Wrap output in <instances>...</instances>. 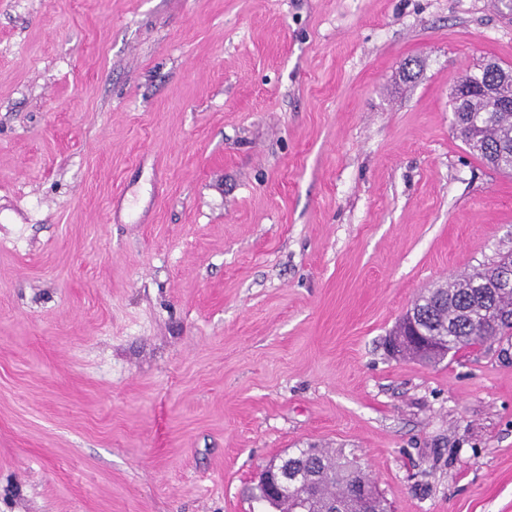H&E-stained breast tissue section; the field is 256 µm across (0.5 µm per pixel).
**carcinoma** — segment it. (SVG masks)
Listing matches in <instances>:
<instances>
[{
	"label": "carcinoma",
	"mask_w": 512,
	"mask_h": 512,
	"mask_svg": "<svg viewBox=\"0 0 512 512\" xmlns=\"http://www.w3.org/2000/svg\"><path fill=\"white\" fill-rule=\"evenodd\" d=\"M495 98L509 107L491 112V103L478 91L463 94L461 102L449 101L457 114V133L470 153L498 172L512 171V79H499ZM512 272V253L472 272L428 290L417 298L411 310L421 318L424 334L440 343L434 357L438 362L445 354L475 346H490L505 336H512V285L504 283ZM289 475L321 476V495L308 503L314 510L327 501L336 512H363L361 487L377 493L374 482L363 477L359 457L340 450L332 453L323 448H299L288 455ZM305 486L290 480L285 493L276 501L279 512H299Z\"/></svg>",
	"instance_id": "carcinoma-1"
}]
</instances>
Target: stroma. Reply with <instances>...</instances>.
<instances>
[{
    "instance_id": "1",
    "label": "stroma",
    "mask_w": 512,
    "mask_h": 512,
    "mask_svg": "<svg viewBox=\"0 0 512 512\" xmlns=\"http://www.w3.org/2000/svg\"><path fill=\"white\" fill-rule=\"evenodd\" d=\"M512 0H0V512H259L354 451L392 512H512V337L385 341L512 252L449 88ZM419 336H422L421 329L416 318L411 314L405 320L402 329L389 337L387 342L388 351L393 356H397L401 344L408 341L415 342L421 350L427 353H432L439 349L438 346L435 345L434 340L430 338L421 339Z\"/></svg>"
}]
</instances>
